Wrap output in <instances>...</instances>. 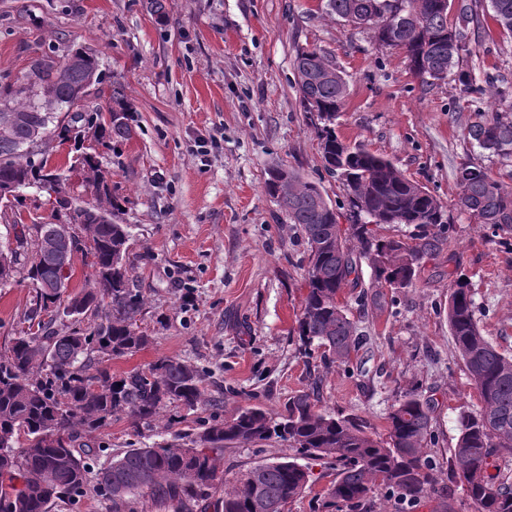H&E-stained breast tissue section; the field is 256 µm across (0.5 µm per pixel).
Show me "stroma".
I'll return each mask as SVG.
<instances>
[{
    "mask_svg": "<svg viewBox=\"0 0 512 512\" xmlns=\"http://www.w3.org/2000/svg\"><path fill=\"white\" fill-rule=\"evenodd\" d=\"M158 19L146 0H0V87L27 81L32 60L64 61L70 49L97 54L101 83L61 125L83 129L120 89L132 107L130 139L103 151L116 223L129 227V263L146 304L138 316L151 344L109 362L120 375L163 356L204 373L207 406L166 408L163 419L134 428L120 416L90 437L98 464L130 448L160 446L199 421L232 417L259 405L283 413L293 394L319 383V406L354 416L383 434L386 416L406 392L430 401L436 440L428 451L447 463L461 413L480 406L448 327L449 273L470 282L479 328L512 355V231L489 225L458 205L456 172L466 164L498 168L469 127L482 112L512 113V38L492 20L469 26L459 69L470 92L449 80L425 85L402 51L382 48L366 31L327 15L321 0H166ZM317 49L332 57L347 96L336 121L344 142L382 154L440 202L448 231L430 225L382 226L380 235L443 234L446 242L420 263L412 287L360 304L361 288L340 300L361 346L350 363L306 357L295 332L306 293L307 254L298 229L264 181L276 164L319 186L348 227L345 193L324 168L319 140L300 104L295 58ZM499 93L489 96L488 86ZM211 142L200 162V140ZM23 223L64 221L65 212L35 187L13 207ZM26 283L0 288V349L20 328ZM274 437L225 449V477L287 455ZM310 490L287 512H316L336 478L328 459L307 462Z\"/></svg>",
    "mask_w": 512,
    "mask_h": 512,
    "instance_id": "35a3bbf8",
    "label": "stroma"
}]
</instances>
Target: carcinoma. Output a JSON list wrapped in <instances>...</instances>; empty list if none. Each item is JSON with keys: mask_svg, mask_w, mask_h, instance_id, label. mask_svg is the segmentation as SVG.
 Returning a JSON list of instances; mask_svg holds the SVG:
<instances>
[{"mask_svg": "<svg viewBox=\"0 0 512 512\" xmlns=\"http://www.w3.org/2000/svg\"><path fill=\"white\" fill-rule=\"evenodd\" d=\"M487 6L501 32L512 37V0H470L459 9L457 28L448 26L449 0H327L326 10L369 31L378 45L403 50L412 73L433 85L458 66L462 29L480 24ZM99 67L98 56L82 49L62 63L43 56L32 62L27 85L0 91L1 190L47 182L55 193H65L67 178L47 168L43 141H34L32 130L50 134L41 104L80 101L86 82L101 80ZM296 73L303 111L316 116L325 167L346 192L349 235L339 227L336 207L297 172L276 166L264 188L306 244L307 293L296 319L300 347L307 355L319 352L326 363L347 364L359 337L339 294L362 285V263L374 273L372 287L408 288L420 261L443 245V239L426 234L407 241L382 239L362 218L374 215L377 226H428L445 224L447 218L436 197L391 161L339 139L335 121L346 81L332 58L301 51ZM108 111L116 115L110 123L100 111L86 119L106 149L131 136V107L123 94L112 93ZM469 134L498 158L512 180V114L481 117ZM80 164L95 188L92 200L81 201L86 254L92 257L85 288L68 292L65 268L81 247L60 241L56 224L22 225L15 233L14 264L0 269L1 288L18 275L31 288L23 327L0 351V512H48L52 500L90 490L111 502L112 512H208L221 487L224 497L215 512H285L309 486V468L301 458L336 463V480L319 505L321 512H372L379 492L409 508L431 499L435 512H455L456 483L475 512H512V475L498 479L488 472L494 461L512 456V356L481 334L470 283L460 276L448 295V326L480 407L460 418L456 444L449 449L448 480L425 451L432 435L431 406L417 394L393 405L386 433L377 438L353 418L323 412L313 390L289 398L279 421L260 407L245 408L229 420L203 424L187 444L130 448L92 472L96 452L85 438L112 417L125 414L135 425L149 426L169 405L193 410L205 398L201 371L181 358L160 357L121 376L105 365L144 349L150 336L136 324L145 300L127 263L128 227L95 217L115 210L99 155L89 154ZM456 179L465 211L481 224L512 231V185L474 165L460 167ZM68 308L73 326L61 330L56 321ZM88 314L100 322L84 330L80 319ZM274 435L288 442L294 455L224 477L218 465L224 449Z\"/></svg>", "mask_w": 512, "mask_h": 512, "instance_id": "1", "label": "carcinoma"}]
</instances>
